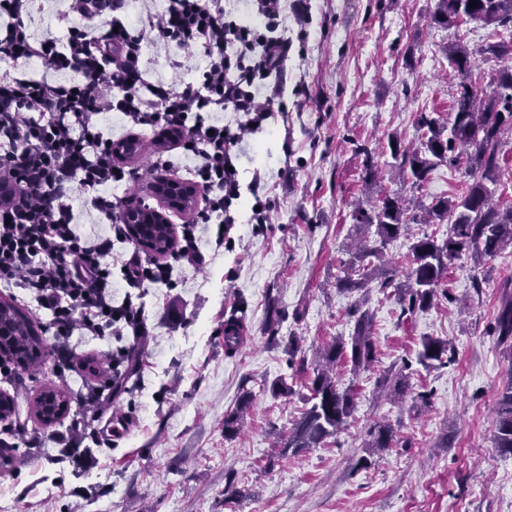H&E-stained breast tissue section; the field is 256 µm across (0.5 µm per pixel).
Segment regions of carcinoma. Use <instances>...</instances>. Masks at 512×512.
<instances>
[{
    "instance_id": "obj_1",
    "label": "carcinoma",
    "mask_w": 512,
    "mask_h": 512,
    "mask_svg": "<svg viewBox=\"0 0 512 512\" xmlns=\"http://www.w3.org/2000/svg\"><path fill=\"white\" fill-rule=\"evenodd\" d=\"M477 5L470 7V2ZM466 19L485 25L512 28V0H437L428 17V25L450 29ZM450 67L462 76L452 104L451 125L430 112L418 115L421 132L420 146L403 148L398 141L391 144V155L397 161L396 169L417 186L423 185L431 172L440 164L459 166L466 163L465 174L471 178L463 193L454 198H439L424 208L426 223L448 222L446 237L425 234L410 245L408 287L401 290L403 312L412 314L430 308L438 297L442 277L448 264L461 253L470 254L479 265L512 244V206L501 207L495 201L496 187L501 182L498 150L502 135L512 131V67L499 69L489 83V90H479L465 81L475 65L472 52L454 39L444 47ZM408 207L398 196L385 194L373 204L354 210L356 223L375 228L380 240L375 246L370 241L358 247L355 257L359 264L343 265V275L337 277L336 288L353 292L362 290L374 272L383 265L381 245L408 235L410 222L417 216L407 215ZM144 232L155 238V256L169 254L173 246L166 239L173 238L172 229H158L147 225ZM363 302L350 309L354 330L349 339L338 338L320 352V362L314 366L313 377L307 388L310 395L306 408L288 430L279 438L280 455L298 454L309 448H318L347 425L356 409L355 389H342L336 381L337 364H350L353 372L372 365L376 347L371 337V317L362 309ZM247 318L246 308L233 311L224 323V350L235 353L242 340ZM494 331L509 360L508 375L496 405V433L494 447L512 455V294L502 298ZM13 351V356L26 358L40 352L42 338L28 317L16 306L0 300V346ZM417 363L426 369L445 366L450 361L448 341L426 336L421 339ZM54 400H35V412L40 421L53 423L68 406L70 395L65 390L47 387ZM252 406V395L244 393L237 407L224 416V436L232 437L238 425ZM365 447L369 454H378L393 447L394 431L391 426L374 424L368 431Z\"/></svg>"
}]
</instances>
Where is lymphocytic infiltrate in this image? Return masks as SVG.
<instances>
[{
    "instance_id": "f902f5d3",
    "label": "lymphocytic infiltrate",
    "mask_w": 512,
    "mask_h": 512,
    "mask_svg": "<svg viewBox=\"0 0 512 512\" xmlns=\"http://www.w3.org/2000/svg\"><path fill=\"white\" fill-rule=\"evenodd\" d=\"M29 0H0V53L12 60L36 58L57 73L83 71L82 83L0 76V286L26 292L47 318L42 326L54 339L55 368L78 363L73 334L133 337L146 330L145 306L124 297L113 304L115 283L108 258L115 241L127 238L123 220L130 197H111L107 186H133L144 174L173 169V150L195 159V184L203 206L181 224L170 260L131 256L121 267L126 287L169 281L174 262L203 263L197 228L233 226L230 208L240 196L231 149L244 135H258L274 117L287 82L293 41L283 24L281 0H248L260 26L230 19L222 0H168L150 13L148 23L175 52L202 50L205 68L195 80L170 85L144 79L143 40L123 17L128 0H66L58 15L70 23L66 41L35 38L25 16ZM109 16L110 29L100 19ZM237 112L241 121L226 129L219 114ZM120 114L130 138L144 132L171 134L172 145L154 154L148 169L128 166L99 115ZM112 232L88 238L77 230L76 195ZM119 361L93 370V383L76 406L72 430L56 435L69 454H77L80 433L92 429L115 383Z\"/></svg>"
}]
</instances>
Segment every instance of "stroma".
<instances>
[{"mask_svg": "<svg viewBox=\"0 0 512 512\" xmlns=\"http://www.w3.org/2000/svg\"><path fill=\"white\" fill-rule=\"evenodd\" d=\"M437 0H284L293 48L283 94L287 121L237 147L243 182L260 174L269 221L250 225L254 198L243 192L231 212L239 216L224 240L217 227H198L202 265L175 264L172 280L147 288V334L74 336L79 357L104 358L134 347L132 389L105 403L81 458L49 442L28 447L11 428L39 427L33 402L46 387L78 394L85 375L59 376L43 338L38 367L19 369L18 380L0 377V392L15 403L0 420V512H225L226 487L236 491L235 512H512V456L495 448V407L507 360L494 331L505 285H512V245L474 264L469 255L449 263L441 286L448 292L430 309L402 311L410 241L391 242L386 254L395 273L391 287L372 280L368 307L375 364L359 373L336 369L340 386H354L357 409L328 446L288 457L275 454L278 433L305 407L306 375L295 374L275 337L294 336L301 356L315 362L336 338L349 337L355 294L336 288L339 263L366 230L355 223L357 205L381 194L405 202L460 195L463 170L442 165L419 188L392 166L391 139L419 143V113L448 120L459 79L442 47L461 38L476 53L470 79L487 86L512 54L485 59L480 49L510 41L512 32L467 22L432 28L427 16ZM135 30L144 37L148 77L177 85L195 78L203 54L174 56L147 24L144 0L135 5ZM370 149L378 169L364 179ZM247 306L243 339L235 355L224 352V322ZM449 342L455 358L437 369L416 363L422 337ZM410 363L408 390L392 400L377 387L385 371ZM293 381V392L273 397V380ZM429 391L417 405L418 392ZM253 407L238 433L224 435V416L244 392ZM391 425L401 447L367 456L368 429Z\"/></svg>", "mask_w": 512, "mask_h": 512, "instance_id": "stroma-1", "label": "stroma"}]
</instances>
